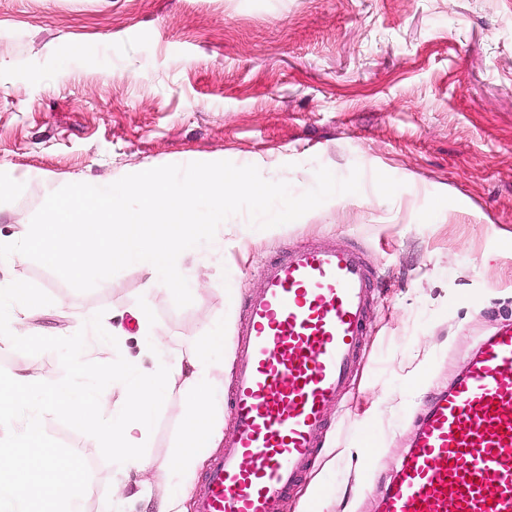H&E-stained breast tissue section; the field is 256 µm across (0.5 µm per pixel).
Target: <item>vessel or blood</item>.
I'll return each instance as SVG.
<instances>
[{
  "label": "vessel or blood",
  "instance_id": "obj_1",
  "mask_svg": "<svg viewBox=\"0 0 512 512\" xmlns=\"http://www.w3.org/2000/svg\"><path fill=\"white\" fill-rule=\"evenodd\" d=\"M260 274L237 344L235 426L210 460L194 512H283L367 333L374 274L357 243H299ZM376 512H512V321L480 340L431 398Z\"/></svg>",
  "mask_w": 512,
  "mask_h": 512
}]
</instances>
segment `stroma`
Here are the masks:
<instances>
[{
  "label": "stroma",
  "instance_id": "obj_1",
  "mask_svg": "<svg viewBox=\"0 0 512 512\" xmlns=\"http://www.w3.org/2000/svg\"><path fill=\"white\" fill-rule=\"evenodd\" d=\"M221 160L295 194L318 167L343 178L357 166L360 190L272 229L228 218L184 258L193 302L181 309L133 266L81 293L32 260L0 264V282L22 279L41 300L23 338L0 342V377L92 384L115 404L113 364L155 370L124 314L143 306L170 360L223 322L215 375L231 383L262 263L355 240L378 281L362 362L285 512H373L426 400L512 317V0H0L1 236H23L66 184ZM182 404L176 389L161 405L150 458L171 455ZM29 427L77 460L82 512H153V470L120 472L98 434L46 399L0 416V452H24Z\"/></svg>",
  "mask_w": 512,
  "mask_h": 512
}]
</instances>
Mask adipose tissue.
<instances>
[{
  "label": "adipose tissue",
  "mask_w": 512,
  "mask_h": 512,
  "mask_svg": "<svg viewBox=\"0 0 512 512\" xmlns=\"http://www.w3.org/2000/svg\"><path fill=\"white\" fill-rule=\"evenodd\" d=\"M38 305L25 281L0 284V329L17 328ZM224 346V325L219 322L200 337L188 356L160 364L151 379H137L126 364L114 367L110 377L123 398L104 425L98 420L100 401L94 392L68 384L47 390L27 376L0 380V414L46 398L59 414L96 428L108 447L122 449L129 466L154 468L157 480L168 489L157 512H184L183 503L204 451L215 447L219 439L216 406L220 388L211 375V365L223 358ZM177 381L182 382L186 396L181 441L173 458L155 465L141 454L136 441L149 433L159 406ZM24 438L29 454H0V498L12 499L20 512L35 503L41 504V512H80L85 485L78 465L61 458L36 428H28Z\"/></svg>",
  "instance_id": "adipose-tissue-1"
}]
</instances>
